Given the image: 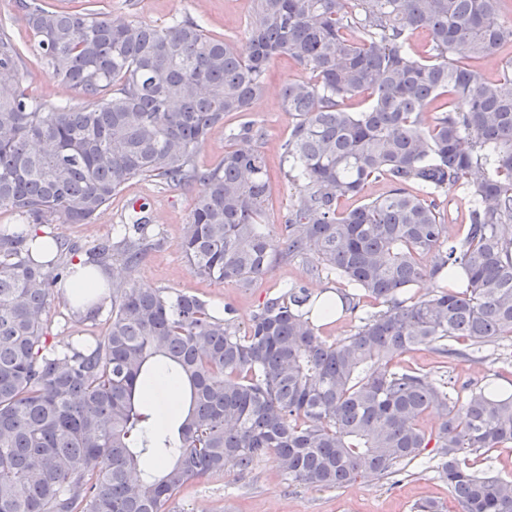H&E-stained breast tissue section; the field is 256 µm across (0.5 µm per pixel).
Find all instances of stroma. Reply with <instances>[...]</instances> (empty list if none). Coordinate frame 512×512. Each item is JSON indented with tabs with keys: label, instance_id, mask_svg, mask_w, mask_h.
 <instances>
[{
	"label": "stroma",
	"instance_id": "stroma-1",
	"mask_svg": "<svg viewBox=\"0 0 512 512\" xmlns=\"http://www.w3.org/2000/svg\"><path fill=\"white\" fill-rule=\"evenodd\" d=\"M55 6L66 4L98 12L122 13L135 21L165 26L173 17L187 15L216 35H238L243 31L250 8L249 0H45ZM0 27L24 47L22 80L24 86L45 104L75 101L74 92L50 78L47 70L28 51L30 33L14 0H0ZM306 73L287 55L280 56L268 71V90L249 117L262 124L267 137L263 152L271 181L266 204V230L272 240L281 237V219L294 189L281 175V144L291 123L282 107L281 88L285 83L305 78ZM203 191L202 184L187 189L151 181H134L115 197L105 213L88 224H53L49 230L90 247L110 239L119 224L130 215L132 202L144 204L153 229L161 236L159 247L148 250L135 269H128L120 255H113L110 266L116 278L141 288H168L193 294L215 310L231 306L240 325H247L259 304L282 287L305 285L313 291L332 288L335 276L316 271L311 258L279 263L272 274L252 287L217 283L197 277L181 249L182 228L186 224L193 200ZM49 341L57 349L79 338L100 335L102 321L80 318L64 302H53L49 315ZM394 366L414 368L438 381L448 382L456 390L479 383L512 386V344L487 347L469 359L451 361L429 350H417L396 357ZM430 499L443 504L445 512H461L445 481L421 462L414 474L401 482L389 479L355 483L340 489L318 490L288 481L272 461L261 460L244 474L226 472L211 475L168 500L163 512H413L414 503Z\"/></svg>",
	"mask_w": 512,
	"mask_h": 512
}]
</instances>
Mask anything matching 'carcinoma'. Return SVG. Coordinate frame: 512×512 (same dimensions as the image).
<instances>
[{
  "instance_id": "1",
  "label": "carcinoma",
  "mask_w": 512,
  "mask_h": 512,
  "mask_svg": "<svg viewBox=\"0 0 512 512\" xmlns=\"http://www.w3.org/2000/svg\"><path fill=\"white\" fill-rule=\"evenodd\" d=\"M504 0H252L248 52L189 17L167 26L93 9L15 0L31 48L77 101L49 106L22 86V49L0 29V210L25 228L0 232V512H162L197 479L243 474L271 460L288 480L343 488L398 474L432 447L462 512H512V479L491 474L512 445V393L486 383L462 398L394 357L428 349L467 358L512 341V58L495 80L458 64L512 41ZM428 33L423 56L411 52ZM281 55L309 78L281 90L292 119L283 175L296 196L281 242L264 229L271 191L266 132L245 118ZM364 95L366 109L346 100ZM448 97L447 107L434 102ZM232 113L214 167L198 148ZM200 182L181 236L193 272L250 288L276 264L314 253L336 275V296L304 285L269 297L240 327L194 295L128 283L112 291L104 336L59 351L48 345L57 288L82 252L52 237L44 260L31 229L87 224L133 179ZM370 182L389 190L351 209ZM460 188L468 229L446 241L442 196ZM144 207L113 251L132 269L150 246ZM425 279L448 285L417 296ZM384 309L327 342L312 314ZM185 384L179 422L146 410L141 383L159 368ZM442 422L434 436L420 421ZM170 458L131 479L144 456Z\"/></svg>"
}]
</instances>
